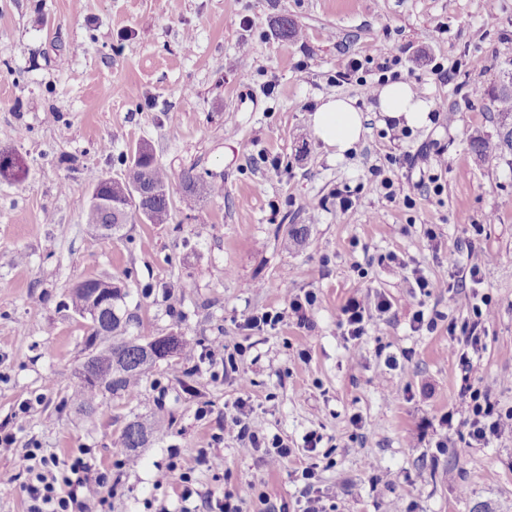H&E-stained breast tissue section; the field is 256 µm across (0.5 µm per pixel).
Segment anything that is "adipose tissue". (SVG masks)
<instances>
[{"mask_svg": "<svg viewBox=\"0 0 512 512\" xmlns=\"http://www.w3.org/2000/svg\"><path fill=\"white\" fill-rule=\"evenodd\" d=\"M377 109L385 116L410 128L430 123L432 106L403 81H392L378 91ZM365 117L351 98L338 96L324 101L310 117L311 128L333 157L343 158L364 135Z\"/></svg>", "mask_w": 512, "mask_h": 512, "instance_id": "1", "label": "adipose tissue"}]
</instances>
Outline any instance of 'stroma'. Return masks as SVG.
Listing matches in <instances>:
<instances>
[{
	"mask_svg": "<svg viewBox=\"0 0 512 512\" xmlns=\"http://www.w3.org/2000/svg\"><path fill=\"white\" fill-rule=\"evenodd\" d=\"M284 17L295 36L282 35ZM387 63L437 121L405 133L375 111L365 87ZM510 73L512 0H0V153L18 167L0 176V423L16 435L0 446V470L16 475L0 487V512L27 510L33 442L61 458L86 451L111 471L106 512L192 510L235 491L245 512H300L295 473L312 463L325 512H512V435L470 446L462 426L441 423L461 384L447 320L472 305L439 287L480 263L495 321L477 382L512 407V155L471 149L475 137L496 139L487 92ZM336 95L368 116L340 160L309 125ZM141 145L171 175L172 218L101 238L86 220V175L122 178L120 155ZM377 168L394 196L372 188ZM187 171L223 183V195L182 210ZM424 174L436 183L421 184ZM85 278L120 288L118 308L136 317L126 336L196 342L90 414L69 401L88 322L64 306ZM308 291L302 326L288 300ZM379 292L390 310L345 339V304ZM419 310L440 314L436 331L411 330ZM264 311L285 318L245 329ZM240 403L256 430L287 440L279 467L224 433ZM133 419L169 431L128 469L114 443ZM173 453L192 479L186 502L181 482L163 477Z\"/></svg>",
	"mask_w": 512,
	"mask_h": 512,
	"instance_id": "obj_1",
	"label": "stroma"
}]
</instances>
